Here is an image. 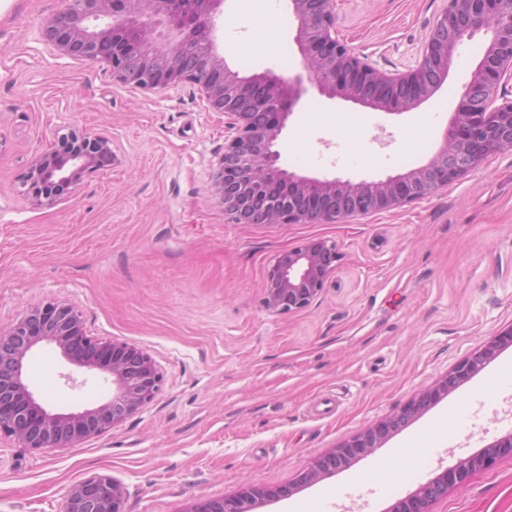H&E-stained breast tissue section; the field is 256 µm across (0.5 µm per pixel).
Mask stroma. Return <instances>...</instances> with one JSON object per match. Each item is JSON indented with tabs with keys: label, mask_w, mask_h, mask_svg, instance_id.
<instances>
[{
	"label": "stroma",
	"mask_w": 512,
	"mask_h": 512,
	"mask_svg": "<svg viewBox=\"0 0 512 512\" xmlns=\"http://www.w3.org/2000/svg\"><path fill=\"white\" fill-rule=\"evenodd\" d=\"M448 0H335L343 42L379 69L413 68ZM62 0L0 11V329L62 301L89 336L147 352L162 376L151 402L80 443L33 450L0 432V512H63L70 487L108 475L124 512H190L252 487L256 512H389L417 487L512 432V346L381 448L312 485L314 458L399 410L512 328V151L430 197L337 224H235L214 193L223 113L188 82L143 90L65 54L41 31ZM224 0L216 42L243 76L302 71L289 0L261 20ZM484 35L460 44L443 85L402 113L307 86L280 136V166L319 179H381L428 162L460 106ZM364 115L358 139L336 114ZM112 142L111 165L55 204L20 181L68 129ZM315 238L342 255L311 307L262 305L275 257ZM52 412L101 403L103 373L52 346L26 359ZM73 374L75 384L65 383ZM289 496H281L284 488ZM431 512H512V458L448 488Z\"/></svg>",
	"instance_id": "obj_1"
}]
</instances>
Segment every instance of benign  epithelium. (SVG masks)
<instances>
[{"label":"benign epithelium","instance_id":"obj_1","mask_svg":"<svg viewBox=\"0 0 512 512\" xmlns=\"http://www.w3.org/2000/svg\"><path fill=\"white\" fill-rule=\"evenodd\" d=\"M44 29L62 53L104 62L117 81L155 89L183 81L197 86L210 109L229 119L214 189L235 224H335L433 195L476 169L488 156L512 149V0H448L426 36L422 54L406 72H385L339 38L334 0H291L295 43L305 74L288 80L267 73L241 76L218 53L214 18L223 0H64ZM488 36L463 84L454 113L434 156L424 165L384 180L310 178L278 165L279 137L305 92L304 83L329 98L390 111L429 98L448 76L456 48L476 34ZM66 152L39 154L21 180L37 206L75 186L112 158L106 137L70 131L58 137ZM341 261L336 242L313 239L279 255L267 273L263 307L273 314L309 308L326 291ZM58 348L79 368L108 374L112 395L78 413H52L25 381L24 362L38 345ZM505 345L512 328L441 376L397 412L340 447L318 457L299 477L314 483L382 446L393 432L434 405L461 381L481 371ZM162 378L152 358L125 343L88 336L80 314L65 303L27 311L0 334V432L26 448L72 445L119 426L159 391ZM512 456V433L458 462L397 501L392 512H430L473 472ZM267 493L247 488L199 502L191 512H252ZM124 486L92 476L70 488L63 512H122Z\"/></svg>","mask_w":512,"mask_h":512}]
</instances>
